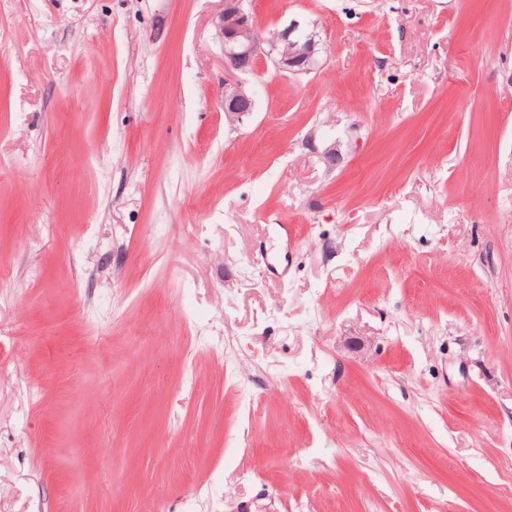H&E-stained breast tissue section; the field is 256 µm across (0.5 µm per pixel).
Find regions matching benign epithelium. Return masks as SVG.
<instances>
[{
	"mask_svg": "<svg viewBox=\"0 0 512 512\" xmlns=\"http://www.w3.org/2000/svg\"><path fill=\"white\" fill-rule=\"evenodd\" d=\"M246 0H224L221 31L224 37V115L232 123L241 122L254 112L255 102L238 81L236 74L255 70L261 60L263 38ZM278 47L275 67L292 74L311 72L320 53L316 34L293 20L274 36Z\"/></svg>",
	"mask_w": 512,
	"mask_h": 512,
	"instance_id": "benign-epithelium-1",
	"label": "benign epithelium"
}]
</instances>
